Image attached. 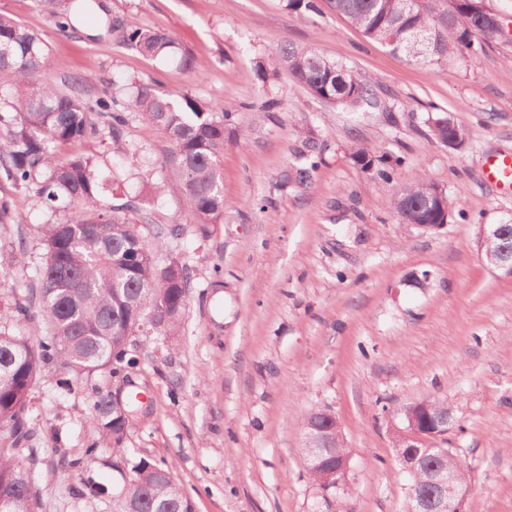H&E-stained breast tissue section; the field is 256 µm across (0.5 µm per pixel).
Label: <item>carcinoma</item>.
Instances as JSON below:
<instances>
[{"label": "carcinoma", "mask_w": 512, "mask_h": 512, "mask_svg": "<svg viewBox=\"0 0 512 512\" xmlns=\"http://www.w3.org/2000/svg\"><path fill=\"white\" fill-rule=\"evenodd\" d=\"M330 8L368 38L431 67L448 62L460 48L476 53L492 43L491 34L469 0H328ZM107 29L134 51L155 58H174L187 71L192 53L169 32L131 28L114 16ZM49 58L41 37L8 14H0V74L10 82L0 87V173L15 194L0 198V224L14 220L15 211L31 201L48 210L64 208L68 217L41 225L45 263L40 269L39 310L16 303L0 306V512H42L41 494L32 468L23 457L29 435V402L45 365L55 363L65 374L80 376L107 370L125 353L128 339L139 332L143 317L156 310L165 315L162 331L175 335L191 288L188 267L179 282L166 271V240L176 226L155 223L138 198L117 193L96 159L83 152L64 156L59 149L108 136L112 154L138 163V152L127 140L129 116L162 129L174 151L170 161L183 187L184 206L194 223L206 229L224 221V194L219 164L224 156V126L231 105H205L187 92H161L152 83H132L126 101L87 96L83 82L63 76V85L44 82ZM276 62L291 78L329 104L354 109L369 103L370 81L337 61L291 44L275 52ZM431 132L444 145H466L465 130L446 116L433 119ZM363 169L385 184L393 172L380 167L381 158L364 147L353 152ZM432 186L424 175L407 179L394 197L399 221L443 224L450 216L448 197L426 205ZM145 224L147 257L129 265L123 258L136 239L128 228ZM42 317L46 335L31 344L21 325ZM93 425L100 440L86 456L96 459L102 444L112 443V465L129 468L115 512H194L193 503L163 462L131 455L124 447V425H112V400L101 395L94 403ZM427 465L446 467L457 481L470 482L468 471L451 448H436Z\"/></svg>", "instance_id": "carcinoma-1"}]
</instances>
